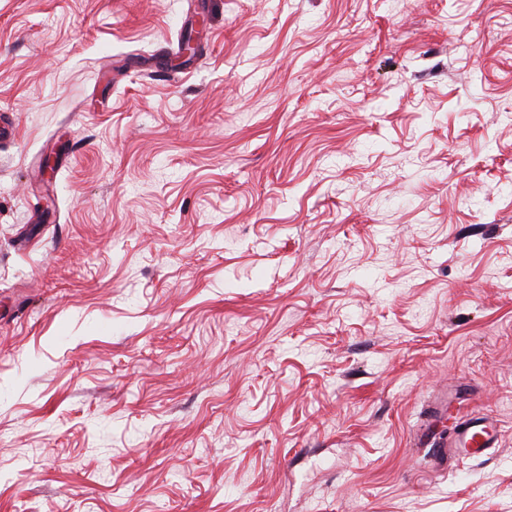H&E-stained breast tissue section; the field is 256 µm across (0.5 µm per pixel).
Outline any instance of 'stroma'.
<instances>
[{
  "instance_id": "1",
  "label": "stroma",
  "mask_w": 512,
  "mask_h": 512,
  "mask_svg": "<svg viewBox=\"0 0 512 512\" xmlns=\"http://www.w3.org/2000/svg\"><path fill=\"white\" fill-rule=\"evenodd\" d=\"M1 113L0 512H512V0H0ZM497 441V433L490 430L489 421L483 418H469L463 422L456 432L454 441L448 448H460L466 458L483 456L489 448H493ZM446 446L440 450L442 456L456 454L448 451Z\"/></svg>"
}]
</instances>
